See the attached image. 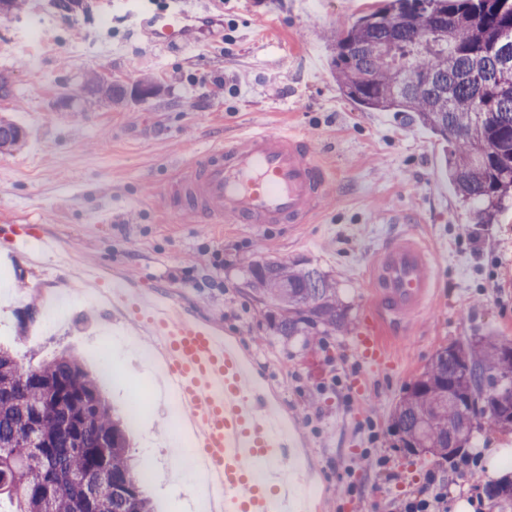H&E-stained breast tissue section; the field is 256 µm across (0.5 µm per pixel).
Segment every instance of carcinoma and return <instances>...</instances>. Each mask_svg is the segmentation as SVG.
<instances>
[{"mask_svg": "<svg viewBox=\"0 0 512 512\" xmlns=\"http://www.w3.org/2000/svg\"><path fill=\"white\" fill-rule=\"evenodd\" d=\"M430 10L444 14L446 32L425 37L417 19ZM331 69L360 110L406 112L429 130L444 146L458 203L478 223H497L512 194V0H387L337 36ZM86 90L126 95L101 77ZM22 139L18 125L0 120V150ZM246 284L276 306L280 336L349 322L317 267L254 262ZM485 417L512 427V340L496 336L438 350L396 405L391 431L398 447L451 464ZM33 434L45 444L41 456L28 448ZM143 480L126 425L77 356L25 365L0 345V496L13 512H151ZM486 492L512 509V473Z\"/></svg>", "mask_w": 512, "mask_h": 512, "instance_id": "1", "label": "carcinoma"}]
</instances>
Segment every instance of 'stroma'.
Instances as JSON below:
<instances>
[{
	"mask_svg": "<svg viewBox=\"0 0 512 512\" xmlns=\"http://www.w3.org/2000/svg\"><path fill=\"white\" fill-rule=\"evenodd\" d=\"M113 2L84 0L63 13L52 0H26L0 16V118L26 132L0 152V225L51 236L72 266L99 273L75 287L72 266L15 251L0 234V344L27 364L75 352L119 413L132 394L150 395L131 437L135 462L154 466L144 492L155 512H191L192 483L174 472L180 440L155 395L160 373L139 356L143 321L99 300L115 288L164 294L222 326L254 382L278 400L293 442L290 475L309 512H392L439 467L394 444L390 416L407 387L446 345L512 338V199L497 223H473L431 132L397 112L361 111L342 94L330 44L384 0H223L208 5L200 39L165 51L141 35L136 0ZM95 76L157 92L112 103L79 97ZM257 127L309 134L334 167L337 186L317 221L260 240L243 224L171 217L165 193L180 167ZM401 231L433 252L436 300L390 341L392 368L373 371L349 344L371 304L367 263ZM263 259L326 273L350 309L347 329L318 346L278 335L275 309L243 275ZM30 308L37 322L27 320ZM357 377L364 391L353 389ZM367 451L374 464L357 468ZM468 451L479 463L449 469L448 512H500L485 488L512 471V430L481 420Z\"/></svg>",
	"mask_w": 512,
	"mask_h": 512,
	"instance_id": "35a3bbf8",
	"label": "stroma"
}]
</instances>
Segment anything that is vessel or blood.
I'll list each match as a JSON object with an SVG mask.
<instances>
[{
  "label": "vessel or blood",
  "mask_w": 512,
  "mask_h": 512,
  "mask_svg": "<svg viewBox=\"0 0 512 512\" xmlns=\"http://www.w3.org/2000/svg\"><path fill=\"white\" fill-rule=\"evenodd\" d=\"M188 0H169L142 22L150 45L166 50L189 35ZM335 179L311 139L297 131H251L218 141L188 163L168 188L171 212L207 224L309 223L322 210ZM433 258L423 242L398 234L374 255L373 307L353 339L357 358L373 369L392 364L384 331L405 329L434 292ZM149 334L165 353L163 368L199 436L206 481L221 496L217 512H290L279 490L281 464L292 442L277 403L262 386L246 385L249 364L237 344L190 320L174 304L143 297Z\"/></svg>",
  "instance_id": "vessel-or-blood-1"
}]
</instances>
